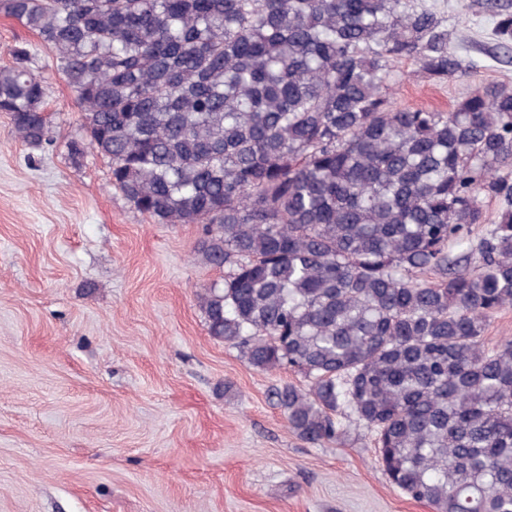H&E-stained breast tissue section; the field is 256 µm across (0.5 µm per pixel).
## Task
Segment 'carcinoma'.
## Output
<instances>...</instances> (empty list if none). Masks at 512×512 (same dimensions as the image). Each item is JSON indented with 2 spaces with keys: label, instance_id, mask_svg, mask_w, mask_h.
I'll use <instances>...</instances> for the list:
<instances>
[{
  "label": "carcinoma",
  "instance_id": "carcinoma-1",
  "mask_svg": "<svg viewBox=\"0 0 512 512\" xmlns=\"http://www.w3.org/2000/svg\"><path fill=\"white\" fill-rule=\"evenodd\" d=\"M53 53L87 150L160 224H201L224 278L199 293L213 338L275 389L303 441L342 442L347 409L392 484L434 512H512V86L452 111L393 106L397 61L463 69L417 0H0ZM496 34L512 40V14ZM0 65V112L49 133L30 45ZM503 210L488 224L482 204ZM477 225L485 234L473 240ZM512 340V308L498 313L489 323L486 333V344L496 346Z\"/></svg>",
  "mask_w": 512,
  "mask_h": 512
}]
</instances>
